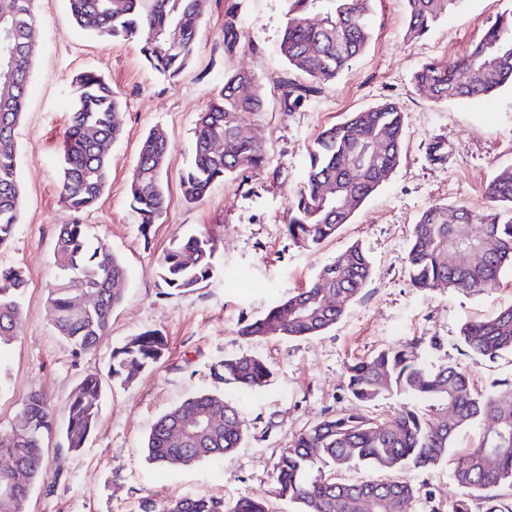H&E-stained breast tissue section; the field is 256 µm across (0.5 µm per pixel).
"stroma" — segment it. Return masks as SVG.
<instances>
[{"label": "stroma", "instance_id": "stroma-1", "mask_svg": "<svg viewBox=\"0 0 512 512\" xmlns=\"http://www.w3.org/2000/svg\"><path fill=\"white\" fill-rule=\"evenodd\" d=\"M203 26L191 66L168 78L149 69L135 42L109 45L75 25L68 0H35L37 54L22 120L16 130L23 188L13 241L0 249V268L28 276L20 337L0 351V430L10 427L32 391L49 399L56 419L85 373L107 374L110 354L145 329L161 330L164 357L132 383L104 386L100 415L84 448L72 453L59 433L45 439L47 483L31 491L26 512H139L141 500L214 497L233 506L244 496H264L270 512H292L270 497L275 462L283 448L326 413L354 409L344 388L349 364L389 346L415 344L429 364L448 363L473 373L477 389L512 375V355L474 363L459 340L462 324L512 305V270L492 293L413 288L406 252L420 213L435 202L487 208L486 183L512 165V86L472 102H433L413 84L432 60L454 61L482 38L496 7L512 0H463L420 38L406 34L405 0H377L371 39L336 81L292 111H283L279 85L294 78L279 52L285 0H200ZM235 18L241 40L224 47V22ZM249 70L260 81L266 109L250 119L249 133L266 149L265 166L216 183L201 201L187 203L179 177L191 160L200 113L224 76ZM85 71L101 74L124 101V129L111 150L108 186L81 221L125 264L129 280L112 312L108 333L95 349L73 353L52 328L47 298L59 271L53 263L59 225L73 216L60 201L62 151L69 137L71 82ZM404 114L402 160L391 178L360 207L352 221L317 249L294 244L286 232L291 195L306 174L307 150L328 125L382 102ZM168 137V209L142 234L129 209V182L150 128ZM218 240L217 272L196 291L169 295L157 276L170 243L200 227ZM372 261L369 281L330 329L310 338L242 339L243 322L312 280L352 244ZM249 354L272 368L270 384L244 394L224 386V398L246 422L243 443L219 461L163 469L146 457L155 420L193 394L210 390L212 365ZM417 487L408 512H447L457 487L447 466L413 473Z\"/></svg>", "mask_w": 512, "mask_h": 512}]
</instances>
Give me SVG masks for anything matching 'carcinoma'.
Segmentation results:
<instances>
[{
    "instance_id": "cac0c4a2",
    "label": "carcinoma",
    "mask_w": 512,
    "mask_h": 512,
    "mask_svg": "<svg viewBox=\"0 0 512 512\" xmlns=\"http://www.w3.org/2000/svg\"><path fill=\"white\" fill-rule=\"evenodd\" d=\"M374 0H287L286 22L279 51L303 80L283 83L282 99L290 111L320 92L366 48L371 38ZM462 0H406L407 34L418 38L448 17ZM76 26L103 43L132 40L140 44L145 62L155 71L175 76L192 63L202 13L198 0H69ZM38 22L34 0H0V247L16 234L22 197L18 176L15 130L21 122L32 76L35 48L30 40ZM240 41L237 22L224 23V46ZM254 87L248 71L224 77V85L201 112L192 145V160L180 177L184 200L196 203L214 184L264 166L262 144L239 136L248 117L264 107L260 94L246 98L236 90L243 82ZM418 91L437 101H468L512 86V8L497 11L482 39L462 59L430 61L413 76ZM70 137L63 149L61 199L74 220L58 227L53 259L59 277L49 291L48 307L58 334L75 352L96 347L112 321V311L124 297L128 271L105 243H91L80 216L92 209L109 180L110 146L123 133V102L101 75L87 71L73 84L69 107ZM403 113L392 102L381 103L324 128L308 150L306 178L292 195L286 232L301 247L316 248L351 222L354 210L343 205L349 193L363 203L401 163ZM381 140L385 150L374 164H359L365 143ZM222 141L228 151L215 150ZM168 157L166 133L154 128L144 136L129 186L130 207L142 233L167 212L164 181ZM491 208L477 213L465 205L426 207L414 224L406 263L413 287L468 288L485 293L495 288L501 273L512 269V218L501 221L498 209L512 208V167L500 169L488 182ZM216 244L207 228L178 238L163 254L158 276L175 293H188L215 272ZM371 275V261L359 244L351 245L325 265L305 287L271 307L265 315L244 323L239 336L309 338L334 326L342 308L324 305L328 294L351 302ZM27 280L20 268L0 271V348L19 337V312ZM93 297L81 314L71 312L79 295ZM460 340L477 362H493L512 354V306L480 321L465 324ZM167 337L148 329L112 349L109 377L122 385L158 363ZM218 384L243 392L267 386L272 371L259 357L226 356L213 365ZM344 387L361 405L381 397L403 396L406 402L388 415L370 416L354 410L325 414L294 437L273 469L271 494L293 504L295 512H407L417 488L404 477L448 461L457 434L481 427L477 442L458 455L452 479L458 496L450 512H512V379L492 381L484 392L474 389L470 373L453 365L429 366L415 346L381 348L347 367ZM103 397L99 374L84 375L74 392L60 433L70 452L84 448L96 426ZM454 418H444L448 406ZM200 408L212 424L191 438L183 431L184 417ZM9 429L0 431V512H26L32 487L43 480L44 435L52 432L54 413L43 393L31 392ZM246 430L241 413L224 424V393L205 390L161 415L147 440L150 461L167 466H191L232 454ZM496 454L488 463L487 456ZM363 465L394 477L349 481L338 472ZM140 512H269L263 498L243 497L231 508L224 501L183 497L164 502L145 499Z\"/></svg>"
}]
</instances>
